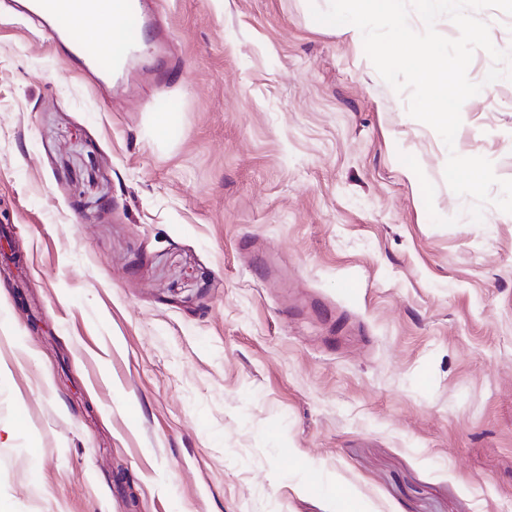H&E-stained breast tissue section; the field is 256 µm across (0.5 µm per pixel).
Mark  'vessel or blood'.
<instances>
[{"instance_id": "1", "label": "vessel or blood", "mask_w": 512, "mask_h": 512, "mask_svg": "<svg viewBox=\"0 0 512 512\" xmlns=\"http://www.w3.org/2000/svg\"><path fill=\"white\" fill-rule=\"evenodd\" d=\"M123 27L111 46L75 37L73 20L78 16L95 18L104 13L107 0H24L23 11L50 35L62 55L77 64V69L94 81H108L124 73L128 60L150 52L151 41H164L166 30L155 28L153 40H145L146 24L155 20L152 0H121Z\"/></svg>"}]
</instances>
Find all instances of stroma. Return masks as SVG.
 <instances>
[{"mask_svg":"<svg viewBox=\"0 0 512 512\" xmlns=\"http://www.w3.org/2000/svg\"><path fill=\"white\" fill-rule=\"evenodd\" d=\"M156 2L103 93L0 0V512H512V214L444 178L512 80L449 149L329 0Z\"/></svg>","mask_w":512,"mask_h":512,"instance_id":"obj_1","label":"stroma"}]
</instances>
